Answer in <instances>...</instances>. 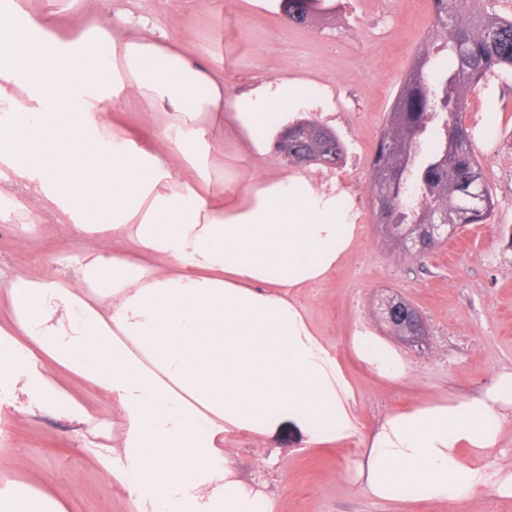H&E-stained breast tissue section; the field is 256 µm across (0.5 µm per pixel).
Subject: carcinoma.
Returning a JSON list of instances; mask_svg holds the SVG:
<instances>
[{
  "mask_svg": "<svg viewBox=\"0 0 512 512\" xmlns=\"http://www.w3.org/2000/svg\"><path fill=\"white\" fill-rule=\"evenodd\" d=\"M319 0H287L288 19L302 22ZM434 24L405 75L380 131L370 163L376 223L395 247L423 224H485L494 216L493 188L483 173L473 134L461 112L467 94L489 75L512 70V17L487 0H432ZM319 130L310 121L288 125V142L305 140L312 151ZM336 143L313 164L339 163Z\"/></svg>",
  "mask_w": 512,
  "mask_h": 512,
  "instance_id": "cac0c4a2",
  "label": "carcinoma"
}]
</instances>
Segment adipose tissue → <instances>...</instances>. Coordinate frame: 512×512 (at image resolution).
Masks as SVG:
<instances>
[{"mask_svg":"<svg viewBox=\"0 0 512 512\" xmlns=\"http://www.w3.org/2000/svg\"><path fill=\"white\" fill-rule=\"evenodd\" d=\"M81 6L68 33L27 0L0 9V220H51L84 242L69 257L78 282L20 270L0 282V412L119 426L93 453L137 512H280L232 468L225 436H263L284 414L315 446L358 435L354 389L298 296L353 252L359 214L336 180L229 182L216 156L228 132L242 157L264 156L270 115L285 122L315 100L285 77L230 94L222 69L157 25ZM132 103L145 115L135 130L117 117ZM351 347L378 376H406L370 331ZM73 378L106 410L75 398ZM511 419L512 373L388 414L346 481L377 502L423 497L450 512L488 487L512 496V474L492 486L476 462ZM0 512L66 505L16 483ZM68 385L77 399L90 410L97 411L103 408L101 395L95 387L80 379H71Z\"/></svg>","mask_w":512,"mask_h":512,"instance_id":"ef3b65f1","label":"adipose tissue"}]
</instances>
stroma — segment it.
Segmentation results:
<instances>
[{
	"mask_svg": "<svg viewBox=\"0 0 512 512\" xmlns=\"http://www.w3.org/2000/svg\"><path fill=\"white\" fill-rule=\"evenodd\" d=\"M118 11L147 17L196 57L223 61L230 93L286 73L324 93L325 106L301 107L295 116L334 130L347 154L344 163L313 165L308 172L324 180L345 177L363 229L355 252L337 267L329 286L303 289L301 300L355 390L362 434L390 412L470 395L512 372V73L491 83L482 99L495 133L477 153L496 197L494 216L489 223L463 227L420 262L375 233L370 161L401 81L433 25L431 0H391L386 11L379 0H324L304 28L247 0H186L178 12L165 0H104V14ZM288 168L273 151L257 162L237 159L233 137L224 138V169L233 179ZM74 246L64 224L43 225L24 236L0 223L1 269L71 278L75 272L63 257ZM392 292L424 315L428 334L421 344H402L377 321L375 304ZM363 324L409 363L405 378L382 379L356 358L350 338ZM92 440L64 418L12 416L0 424V444L11 448L17 464L0 473V487L32 482L59 493L78 477L81 490L68 502V512H136L127 495L103 478L88 450ZM225 445L242 478L267 481L281 500V512H448L423 498L381 506L345 484L359 458V437L314 448L299 426L284 420L265 437L233 433Z\"/></svg>",
	"mask_w": 512,
	"mask_h": 512,
	"instance_id": "obj_1",
	"label": "stroma"
}]
</instances>
